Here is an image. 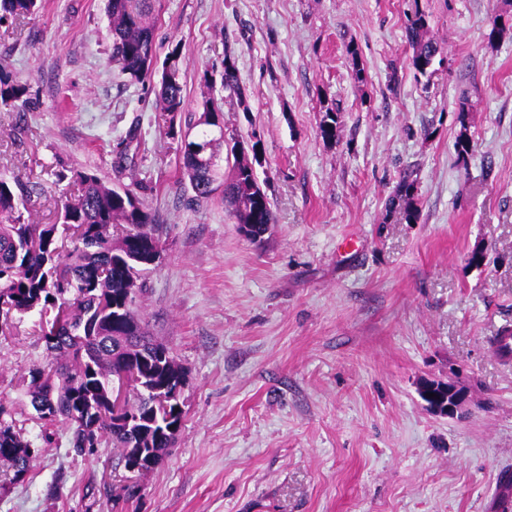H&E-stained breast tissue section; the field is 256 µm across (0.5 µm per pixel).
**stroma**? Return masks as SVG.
<instances>
[{
  "instance_id": "1",
  "label": "stroma",
  "mask_w": 512,
  "mask_h": 512,
  "mask_svg": "<svg viewBox=\"0 0 512 512\" xmlns=\"http://www.w3.org/2000/svg\"><path fill=\"white\" fill-rule=\"evenodd\" d=\"M38 3L0 21V76L30 98L0 105V174L40 183L34 224L74 199L50 167L139 195L163 247L140 313L186 372L184 420L131 504L112 449L75 455L57 422L0 512H512L496 490L512 470V359L492 347L512 331V0H156L157 55L181 52L178 126L223 95L202 74L237 59L248 108L225 106L224 136L263 144L275 222L260 243L222 194L193 200L152 83L112 63L105 0ZM418 9L441 48L423 75L406 32ZM404 179L412 222L389 204ZM478 247L485 264L468 265ZM33 322L0 338V403L30 441L16 381L46 358ZM424 378L465 387L462 411L427 409Z\"/></svg>"
}]
</instances>
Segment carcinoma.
<instances>
[{
  "label": "carcinoma",
  "mask_w": 512,
  "mask_h": 512,
  "mask_svg": "<svg viewBox=\"0 0 512 512\" xmlns=\"http://www.w3.org/2000/svg\"><path fill=\"white\" fill-rule=\"evenodd\" d=\"M37 0H0V19L31 14ZM112 34V62L118 75L141 82L155 74L157 19L152 0H107ZM426 17L415 11L407 33L413 49L412 66L421 73L434 63L440 49L424 38ZM169 68L161 71L155 90L156 107L175 116L183 111L184 95L179 47L165 56ZM224 102L207 98L196 123L197 137L210 143L212 127L224 121L223 103L249 111L239 85L234 56L222 62ZM27 87L0 78V105L26 106ZM338 117L326 110L319 131L326 141L336 139ZM260 141L233 143L231 175L224 178V204L236 223L250 228L260 241L274 216L259 180ZM180 167L194 199L207 200L212 174L189 147L180 150ZM78 194L61 214L62 225L32 224L21 207L36 186L16 177L0 176V336H9L18 315L39 314V340L45 342L47 361L20 382L29 397L35 419L48 426L68 423L70 448L91 454L101 444L119 452L127 471L152 470L148 455L169 448L183 423L176 403L156 402L153 390L174 393L183 386L185 372L168 347L145 331L139 311L142 276L153 269L151 255L161 247L150 213L131 189L114 188L94 173L74 170ZM119 234H114V231ZM133 368L142 381L129 389L132 422L113 415L112 378ZM33 443L21 439L12 414L0 404V489L25 480L32 467Z\"/></svg>",
  "instance_id": "cac0c4a2"
}]
</instances>
